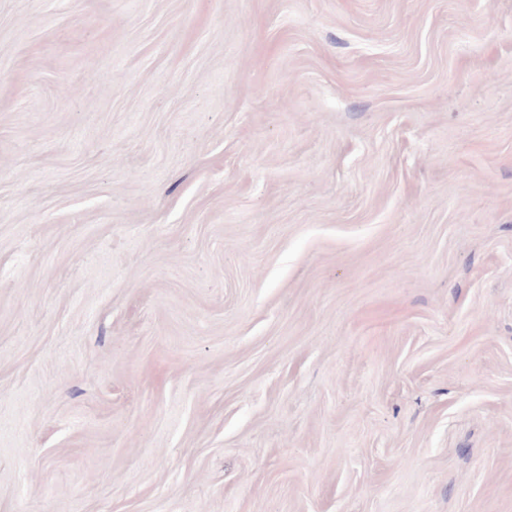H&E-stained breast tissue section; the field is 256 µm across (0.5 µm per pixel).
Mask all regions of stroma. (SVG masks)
Segmentation results:
<instances>
[{
  "label": "stroma",
  "instance_id": "obj_1",
  "mask_svg": "<svg viewBox=\"0 0 512 512\" xmlns=\"http://www.w3.org/2000/svg\"><path fill=\"white\" fill-rule=\"evenodd\" d=\"M0 512H512V0H0Z\"/></svg>",
  "mask_w": 512,
  "mask_h": 512
}]
</instances>
